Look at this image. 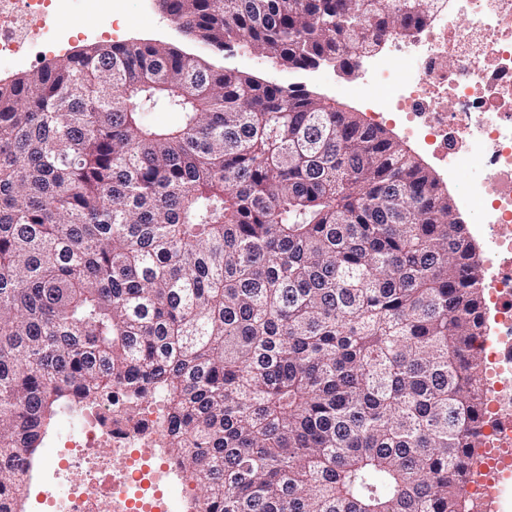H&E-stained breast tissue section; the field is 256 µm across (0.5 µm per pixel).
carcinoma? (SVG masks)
Segmentation results:
<instances>
[{
	"instance_id": "1",
	"label": "carcinoma",
	"mask_w": 512,
	"mask_h": 512,
	"mask_svg": "<svg viewBox=\"0 0 512 512\" xmlns=\"http://www.w3.org/2000/svg\"><path fill=\"white\" fill-rule=\"evenodd\" d=\"M162 7L205 52L351 75L445 0ZM482 280L357 113L163 43L58 56L0 86V512L114 385L165 403L195 512H479Z\"/></svg>"
}]
</instances>
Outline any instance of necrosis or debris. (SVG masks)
I'll return each instance as SVG.
<instances>
[{"label": "necrosis or debris", "mask_w": 512, "mask_h": 512, "mask_svg": "<svg viewBox=\"0 0 512 512\" xmlns=\"http://www.w3.org/2000/svg\"><path fill=\"white\" fill-rule=\"evenodd\" d=\"M83 29L69 0H0V61L27 63L30 52ZM388 46L362 59L364 78L349 92L400 113L411 136L430 138L461 205L478 218L494 310V338L480 351L501 382L486 402L502 407L512 403V356L503 354L512 346V0H454L453 11ZM164 414L159 401L128 412L123 387H113L111 402L57 436L55 464L31 476L41 512H185L192 491L161 444Z\"/></svg>", "instance_id": "necrosis-or-debris-1"}]
</instances>
